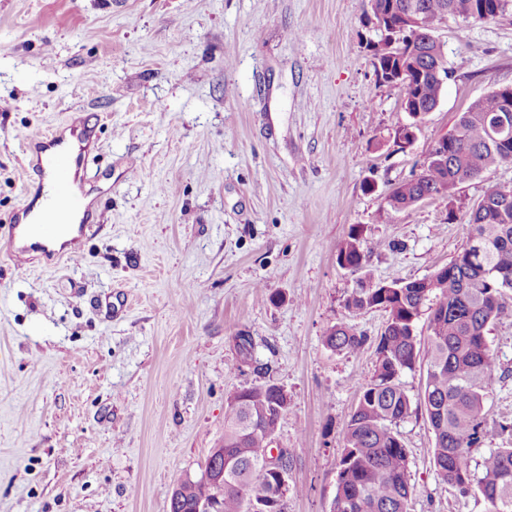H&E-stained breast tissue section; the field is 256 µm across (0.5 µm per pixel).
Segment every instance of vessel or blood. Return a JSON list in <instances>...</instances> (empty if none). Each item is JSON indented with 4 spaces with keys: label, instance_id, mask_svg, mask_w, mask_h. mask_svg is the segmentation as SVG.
Masks as SVG:
<instances>
[{
    "label": "vessel or blood",
    "instance_id": "b4317fda",
    "mask_svg": "<svg viewBox=\"0 0 512 512\" xmlns=\"http://www.w3.org/2000/svg\"><path fill=\"white\" fill-rule=\"evenodd\" d=\"M23 146L30 158L25 182L28 190L36 191L42 214L31 219V208L25 205L9 223L0 225L9 257L23 264L36 255L49 267L77 259L82 245L102 227L83 188L88 161L100 151L98 133L82 118L70 115L46 134L25 137ZM68 232L73 235L71 248L54 249V241Z\"/></svg>",
    "mask_w": 512,
    "mask_h": 512
}]
</instances>
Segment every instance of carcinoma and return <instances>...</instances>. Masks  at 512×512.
<instances>
[{
    "label": "carcinoma",
    "instance_id": "obj_1",
    "mask_svg": "<svg viewBox=\"0 0 512 512\" xmlns=\"http://www.w3.org/2000/svg\"><path fill=\"white\" fill-rule=\"evenodd\" d=\"M365 14L383 26L398 14L419 13L420 27L395 45L378 33L372 50L383 71L403 86L401 108L418 124L439 104L445 80L452 76L436 23L448 16L490 21L512 10V0H365ZM505 112L502 92L493 89L474 99L457 118L461 136L444 151L431 149L419 174L399 183L387 198L393 210L424 200L452 204L459 186L512 159V118L505 131L494 128ZM467 243L432 274L388 284L363 273L347 301L352 314L372 309L387 313L376 338V364L358 390L338 462L330 512H409L414 487L408 455L397 430L412 413V401L400 378L426 365L419 406L434 435L433 462L443 484L462 495L476 492L489 512H512V421H488L489 382L497 369L488 343L490 326L512 311V182L497 183L468 213ZM368 247L358 228H350L338 249V264L365 268ZM428 312V336L421 343L416 323ZM325 345L337 354L362 350L368 337L352 326H332ZM288 411V396L275 385L251 387L227 398L224 412V490L204 479L186 480L170 496L169 512H194L212 501L215 512H284L288 488L268 469L271 442ZM477 467L471 454L487 441Z\"/></svg>",
    "mask_w": 512,
    "mask_h": 512
}]
</instances>
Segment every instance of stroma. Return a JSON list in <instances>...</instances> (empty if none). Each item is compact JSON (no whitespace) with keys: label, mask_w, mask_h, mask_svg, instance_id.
<instances>
[{"label":"stroma","mask_w":512,"mask_h":512,"mask_svg":"<svg viewBox=\"0 0 512 512\" xmlns=\"http://www.w3.org/2000/svg\"><path fill=\"white\" fill-rule=\"evenodd\" d=\"M364 9L0 0V225L25 201L20 134L75 112L99 125L84 189L104 224L50 269L9 260L0 239V512H169L223 439L226 399L267 384L289 400L285 512H330L387 318L348 313L357 276L339 244L358 227L374 279L423 278L466 243L490 186L512 182L505 163L464 182L453 209H390L458 114L512 84V14L437 24L453 77L402 147V91L360 46ZM338 323L368 336L361 352L325 346ZM488 342V415L512 420V315ZM398 431L409 512H488L439 480L422 410Z\"/></svg>","instance_id":"35a3bbf8"}]
</instances>
